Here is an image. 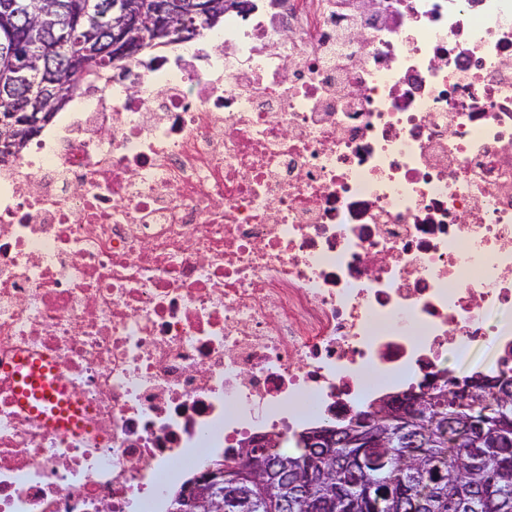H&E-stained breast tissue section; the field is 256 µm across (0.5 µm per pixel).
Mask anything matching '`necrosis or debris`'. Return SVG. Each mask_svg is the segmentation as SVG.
<instances>
[{"mask_svg": "<svg viewBox=\"0 0 512 512\" xmlns=\"http://www.w3.org/2000/svg\"><path fill=\"white\" fill-rule=\"evenodd\" d=\"M504 311L512 0L228 10L0 164V512H169L173 460L502 359ZM23 358L80 425L16 402Z\"/></svg>", "mask_w": 512, "mask_h": 512, "instance_id": "1", "label": "necrosis or debris"}]
</instances>
